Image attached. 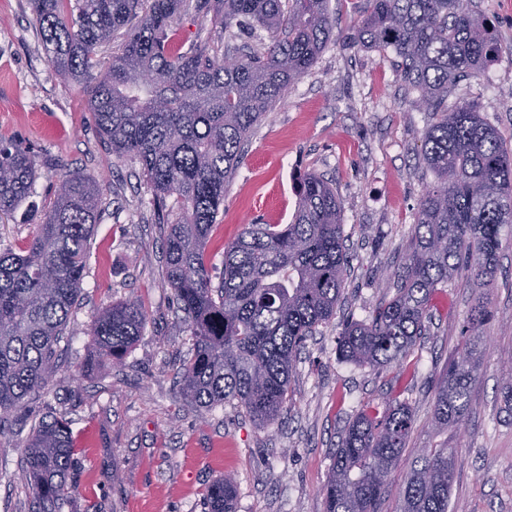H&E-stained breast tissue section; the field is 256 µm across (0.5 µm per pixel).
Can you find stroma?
<instances>
[{"label": "stroma", "mask_w": 512, "mask_h": 512, "mask_svg": "<svg viewBox=\"0 0 512 512\" xmlns=\"http://www.w3.org/2000/svg\"><path fill=\"white\" fill-rule=\"evenodd\" d=\"M476 5L495 22L504 55L480 78L459 82L448 101L475 102L512 146V0ZM365 7L366 0H331L332 38L256 126L224 189L209 245L218 256L249 224L289 223L296 181L309 172L333 180L344 203L347 267L336 316L307 341L281 421L262 428L233 405L204 412L180 397L175 369L190 338L164 283L162 249L179 217L176 199L155 205L139 163L107 147L81 86L55 77L29 0H0V138L31 147L38 165L32 194L0 223V244L16 248L32 235L64 175L103 181L87 274L58 347V368L0 437V512H29L19 443L46 415L70 420L77 448L74 492L63 512H203L206 488L226 475L235 481L237 512H325L323 488L341 431L361 404L380 406L391 397L410 405L415 426L381 512H399L416 457L439 444L457 457L449 512H512V416L502 402L512 371V231L503 234L488 291V351L459 428L433 431L435 386L457 355L477 289L455 281L433 296L428 332L409 356L414 373L338 357L344 323L392 295L419 201L434 180L420 154L431 115L414 107L416 94L399 78L393 55L351 39ZM176 27L183 50L220 43L192 0ZM132 296L149 314L144 335L122 366L91 364L90 324Z\"/></svg>", "instance_id": "stroma-1"}]
</instances>
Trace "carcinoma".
I'll return each mask as SVG.
<instances>
[{
    "mask_svg": "<svg viewBox=\"0 0 512 512\" xmlns=\"http://www.w3.org/2000/svg\"><path fill=\"white\" fill-rule=\"evenodd\" d=\"M56 76L82 85L86 110L112 154L138 161L157 199L175 195L179 220L164 238L165 284L192 344L177 368L181 395L202 411L226 403L258 426L275 423L288 398L297 357L336 315L347 255L343 201L316 173L302 178L289 224H250L224 250L218 285L207 250L253 127L315 64L331 39L329 0H196L219 37L262 30L263 51L234 59L211 46L181 51L172 26L184 0H30ZM138 20L112 61L93 71L99 46ZM353 43L398 60L399 76L434 122L422 140L433 173L415 214L414 235L392 297L347 323L343 361L404 366L426 331L432 296L448 280L491 286L512 224V151L473 102L448 107V89L478 78L503 48L493 21L473 0H366ZM37 160L21 143L0 141V219L31 193ZM102 184L68 174L56 186L33 235L0 247V435L8 416L48 385L57 348L81 292L97 224ZM488 298L471 309L458 356L436 393L433 425H459L487 351ZM148 314L136 299L112 306L88 329L92 362L123 361L144 335ZM410 406L363 404L345 428L323 492L326 512H380L387 478L413 430ZM31 512H62L72 493L70 424L36 421L24 442ZM456 471L451 448H430L408 476L401 512H448ZM234 480L211 484L208 512H235Z\"/></svg>",
    "mask_w": 512,
    "mask_h": 512,
    "instance_id": "1",
    "label": "carcinoma"
}]
</instances>
